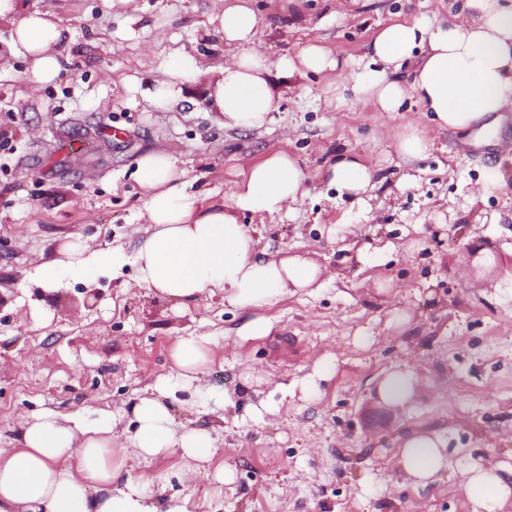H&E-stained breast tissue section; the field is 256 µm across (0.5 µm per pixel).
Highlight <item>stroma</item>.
<instances>
[{"label":"stroma","mask_w":512,"mask_h":512,"mask_svg":"<svg viewBox=\"0 0 512 512\" xmlns=\"http://www.w3.org/2000/svg\"><path fill=\"white\" fill-rule=\"evenodd\" d=\"M67 28L56 51L59 75L31 90L28 58L7 53L10 24L0 22V451L17 446L22 418L44 410L121 412L156 378L171 374L178 337L210 340L206 386L222 405L190 412L194 397L168 401L175 428H214L233 484L194 481L192 512H471L461 489L471 465H512V156L488 144L471 155L467 131L440 130L422 106L377 111L351 90L375 32L398 20L460 14L464 0H253L256 44L275 56L309 44L326 48L341 70L285 79L268 128L237 131L215 120L208 76L188 86L174 112L144 98L162 77L159 64L180 54L209 65L231 54L209 31L221 0H36ZM435 139L423 160L395 151L407 122ZM165 151L181 161L202 205L228 203L253 163L272 152L298 159L308 195L286 215L240 223L259 227L271 250L301 255L323 271L318 288L290 289L259 308L268 335L239 334L247 314L222 295L179 304L133 287V266L101 276L94 307L85 287L46 290L29 271L57 257L69 237L132 247L145 226L136 167ZM353 153L375 170L364 207L338 199L326 171ZM498 172V181L488 173ZM341 226L336 238L329 227ZM377 249L370 264L363 245ZM51 312L42 319L36 304ZM409 320L396 326L394 312ZM372 342L356 343L358 332ZM339 360L307 403L286 388L317 360ZM412 367L418 389L394 410L375 385ZM418 428L448 441V467L427 485L405 480L399 439ZM376 474L383 488L367 494Z\"/></svg>","instance_id":"stroma-1"}]
</instances>
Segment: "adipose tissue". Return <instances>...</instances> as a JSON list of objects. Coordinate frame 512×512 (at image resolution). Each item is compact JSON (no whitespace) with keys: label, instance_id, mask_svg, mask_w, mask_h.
<instances>
[{"label":"adipose tissue","instance_id":"obj_1","mask_svg":"<svg viewBox=\"0 0 512 512\" xmlns=\"http://www.w3.org/2000/svg\"><path fill=\"white\" fill-rule=\"evenodd\" d=\"M216 31L235 52L216 70L208 87L223 126L244 131L269 124L278 108L272 72L287 75L324 73L338 62L321 46L310 45L297 57L270 59L255 47L260 19L246 0H224L213 14ZM0 21L12 27L10 51L31 60L32 86L53 80L61 64L55 51L63 27L52 12L30 0H0ZM370 60L356 73V96L374 101L378 111L397 112L406 102L420 103L441 129H478L495 137L500 112L512 109V0H465L463 18L432 16L394 22L371 43ZM413 66L412 80L394 74L404 63ZM201 63L180 55L164 60L163 80L147 90L155 108L172 112L185 102L184 86L201 71ZM183 171L176 157L152 152L138 162L137 181L145 196L141 218L147 230L133 251L100 248L82 237L63 244L59 258L36 266L31 283L44 289L78 281L94 285L100 274H120L134 264L136 287L187 303L204 292L220 291L237 310L272 303L291 288H310L322 269L301 256H278L262 247L240 224L238 212L263 218L289 210L308 189L297 159L283 152L252 164L237 183L227 204L201 207L198 193L177 189ZM329 183L338 196L362 198L373 170L360 157L347 155L328 168ZM210 340L179 337L172 351L175 373L161 377L150 395L129 407L135 423L127 447L116 445L112 413L91 419L76 412L42 411L20 424L19 448L0 455V512H190L184 491L159 501L151 477L132 476V461L172 454L193 462L194 474H211L217 486L231 484V472L213 466L218 453L211 429L175 430L165 400L174 390L191 388L203 404H220L224 393L203 382ZM417 387L413 369L387 373L376 395L394 409L409 403ZM403 475L426 485L448 465L446 443L432 432L407 434L397 453ZM462 487L472 512H503L512 500V469L468 468Z\"/></svg>","mask_w":512,"mask_h":512}]
</instances>
